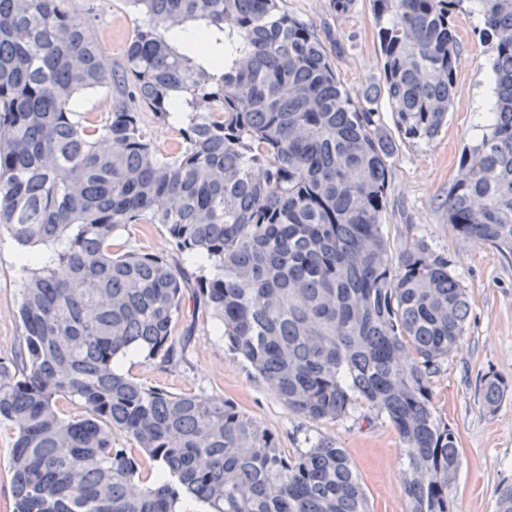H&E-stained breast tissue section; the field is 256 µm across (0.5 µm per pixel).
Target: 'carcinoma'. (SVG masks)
Wrapping results in <instances>:
<instances>
[{
    "label": "carcinoma",
    "instance_id": "cac0c4a2",
    "mask_svg": "<svg viewBox=\"0 0 512 512\" xmlns=\"http://www.w3.org/2000/svg\"><path fill=\"white\" fill-rule=\"evenodd\" d=\"M370 2L393 134L282 0H126L137 32L113 71L71 0H0V229L26 250L24 345L0 382L13 512H369L335 442L289 457L233 402L116 370L136 351L183 359L188 292L289 413L337 419L362 399L386 417L406 512H450L460 453L429 382L462 346L469 303L425 241L393 252L384 214L395 138L433 141L452 106L461 0ZM471 2L494 104L448 184V223L511 258L512 0ZM194 26L212 30L205 56L175 37ZM84 93L103 97L102 119L81 115ZM175 108L181 140L161 153L141 112L166 124ZM132 224L162 225L198 274L114 250ZM507 392L483 382L489 406Z\"/></svg>",
    "mask_w": 512,
    "mask_h": 512
}]
</instances>
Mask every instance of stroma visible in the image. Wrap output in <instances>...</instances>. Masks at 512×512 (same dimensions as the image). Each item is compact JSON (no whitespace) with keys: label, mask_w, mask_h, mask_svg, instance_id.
<instances>
[{"label":"stroma","mask_w":512,"mask_h":512,"mask_svg":"<svg viewBox=\"0 0 512 512\" xmlns=\"http://www.w3.org/2000/svg\"><path fill=\"white\" fill-rule=\"evenodd\" d=\"M78 12L92 10L103 43V62L115 68L137 24L125 0H72ZM284 9L311 24L331 52L342 85L356 95H371L384 124L392 116L383 95L382 59L369 0H354L336 14L331 0H283ZM459 39L456 95L448 122L430 143L397 141L388 175L384 231L395 248L425 240L447 257L452 275L468 293L469 317L462 347L451 353L430 379L436 416L456 432L461 466L452 484L454 512H497L498 491L512 484V259L459 235L448 222V184L455 177L464 147L478 140L476 125L485 110L490 46L480 23L458 10ZM22 250L0 232V380L14 373L13 359L23 343L17 316ZM182 324H194L184 337L185 360L160 369L144 353L120 359L119 368L136 380L168 391L192 392L232 401L250 418L275 433L280 449L296 455L311 441L325 438L346 450L368 498L370 512H406L402 440L387 418L358 401L347 416L311 421L288 413L253 369L227 349L209 311L185 298ZM494 375L509 385L507 395L488 406L481 387Z\"/></svg>","instance_id":"stroma-1"}]
</instances>
